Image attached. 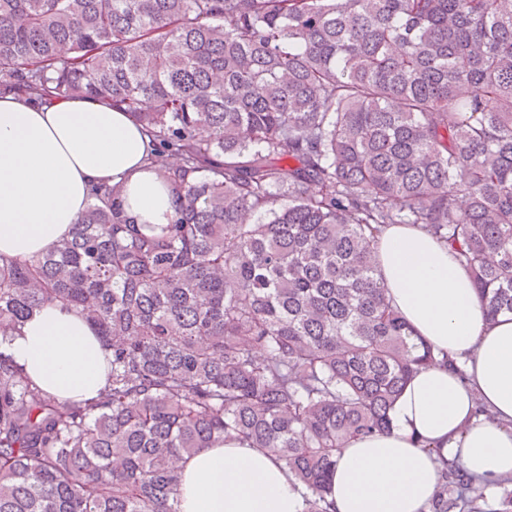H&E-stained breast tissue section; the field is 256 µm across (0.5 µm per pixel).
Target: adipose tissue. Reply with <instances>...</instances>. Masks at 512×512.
Segmentation results:
<instances>
[{
    "instance_id": "ef3b65f1",
    "label": "adipose tissue",
    "mask_w": 512,
    "mask_h": 512,
    "mask_svg": "<svg viewBox=\"0 0 512 512\" xmlns=\"http://www.w3.org/2000/svg\"><path fill=\"white\" fill-rule=\"evenodd\" d=\"M149 138L120 109L92 97L44 103L0 94V254L27 258L68 236L97 184H123L138 224H168L175 197L144 158ZM387 296L417 336L457 362L420 370L389 430L349 442L328 499L336 512H427L440 458H460L486 486L512 477V316L486 307L454 253L411 224L379 236ZM18 367L63 401L95 397L110 352L80 313L51 304L10 338ZM305 488L244 440L182 462L178 512H304Z\"/></svg>"
}]
</instances>
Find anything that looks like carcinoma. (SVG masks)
<instances>
[{
  "instance_id": "carcinoma-1",
  "label": "carcinoma",
  "mask_w": 512,
  "mask_h": 512,
  "mask_svg": "<svg viewBox=\"0 0 512 512\" xmlns=\"http://www.w3.org/2000/svg\"><path fill=\"white\" fill-rule=\"evenodd\" d=\"M1 89L123 109L178 206L147 232L97 185L53 249L0 255V512H177L179 462L227 438L334 512L341 449L437 362L378 277L387 224L512 314V0H0ZM54 303L111 350L90 401L7 353ZM429 512L491 510L443 459Z\"/></svg>"
}]
</instances>
